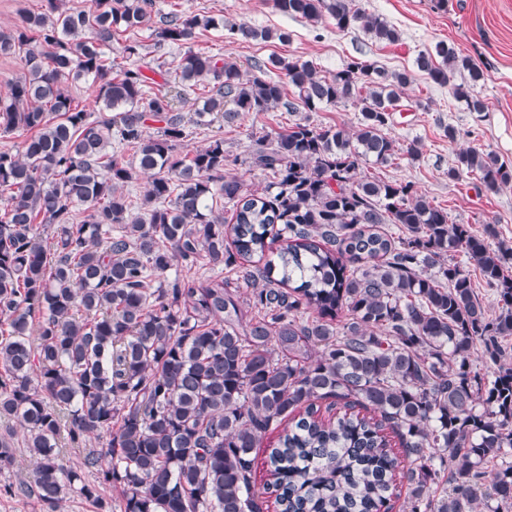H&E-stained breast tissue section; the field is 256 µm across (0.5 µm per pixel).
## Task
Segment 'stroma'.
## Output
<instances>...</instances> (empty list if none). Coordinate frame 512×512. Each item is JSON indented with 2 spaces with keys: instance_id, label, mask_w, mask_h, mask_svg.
<instances>
[{
  "instance_id": "obj_1",
  "label": "stroma",
  "mask_w": 512,
  "mask_h": 512,
  "mask_svg": "<svg viewBox=\"0 0 512 512\" xmlns=\"http://www.w3.org/2000/svg\"><path fill=\"white\" fill-rule=\"evenodd\" d=\"M354 2L393 24L400 33L399 42L384 44L359 28L341 32L329 23L291 18L279 13L273 0H155L157 9L164 13L177 9L200 15L221 14L259 29L288 31L291 40L285 44L260 40L233 44L220 30L196 32L191 42L195 50L231 56L244 70L273 54L313 61L324 75L336 72L353 56L378 61L391 69H409L420 50L440 40L454 43L458 52L488 73L486 83L478 89L485 111H468L464 103L453 99L449 88L431 86L423 76H416L399 110L393 113L387 133L399 146L419 140L421 156L413 159L403 154L393 165L369 166L365 172L388 181L413 183L433 204L447 208L452 222L472 225L477 231L483 225H495L499 240L512 243V184L490 191L469 173H461L454 180L448 177L459 153L471 147L491 151L512 166V0H448L444 8L438 7L437 0ZM128 38L142 44L135 62L147 72L161 61L174 67L181 53L179 47L157 45L152 29L145 27L131 36L113 39L110 55L115 66L127 63L120 48ZM359 115L356 103L326 106L315 112L283 108L249 112L232 125L217 121L191 128L185 143L192 149L220 137L231 154L245 159L255 148L256 136L282 131L298 121L342 127L352 133ZM451 126L459 132L453 142L447 134Z\"/></svg>"
}]
</instances>
